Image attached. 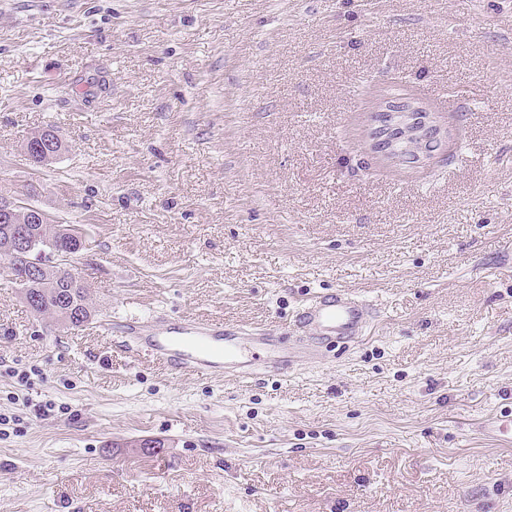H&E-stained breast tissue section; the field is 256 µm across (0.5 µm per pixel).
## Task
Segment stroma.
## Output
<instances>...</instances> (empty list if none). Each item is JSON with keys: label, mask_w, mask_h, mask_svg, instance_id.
I'll list each match as a JSON object with an SVG mask.
<instances>
[{"label": "stroma", "mask_w": 512, "mask_h": 512, "mask_svg": "<svg viewBox=\"0 0 512 512\" xmlns=\"http://www.w3.org/2000/svg\"><path fill=\"white\" fill-rule=\"evenodd\" d=\"M397 87L426 163L368 146ZM1 199L78 225L97 314L46 326L0 263V512H512V0H0ZM336 288L368 334L255 381L103 333L289 337ZM417 103H411L407 112L390 113L397 118V123L403 128L405 132V138L411 140L409 144L410 148L417 151L420 144L417 141L422 139L423 131L427 128H433L435 137L440 134V126L434 123L433 118L430 115L426 118H418L417 114L414 113L416 110L422 109L421 106L416 105ZM419 121H422L419 124ZM419 125H423V128H419ZM31 143L24 154L35 165H47L63 153L61 139L54 128L44 127L37 131L31 137Z\"/></svg>", "instance_id": "35a3bbf8"}]
</instances>
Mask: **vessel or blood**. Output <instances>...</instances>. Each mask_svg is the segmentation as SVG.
<instances>
[{"label": "vessel or blood", "instance_id": "1", "mask_svg": "<svg viewBox=\"0 0 512 512\" xmlns=\"http://www.w3.org/2000/svg\"><path fill=\"white\" fill-rule=\"evenodd\" d=\"M373 304L344 290L331 291L303 303L295 319L296 337L285 341L277 332L158 316H131L113 321L107 331L118 344L144 349L175 372L243 379L272 369L313 364L328 347L349 346L376 319Z\"/></svg>", "mask_w": 512, "mask_h": 512}]
</instances>
